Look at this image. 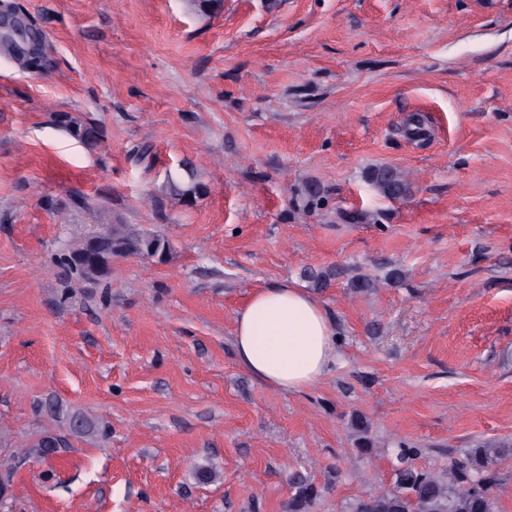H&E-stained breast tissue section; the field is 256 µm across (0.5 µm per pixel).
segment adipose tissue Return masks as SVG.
<instances>
[{
  "mask_svg": "<svg viewBox=\"0 0 512 512\" xmlns=\"http://www.w3.org/2000/svg\"><path fill=\"white\" fill-rule=\"evenodd\" d=\"M233 336L238 364L282 392L316 386L336 360L335 331L324 307L287 282L254 291L235 314Z\"/></svg>",
  "mask_w": 512,
  "mask_h": 512,
  "instance_id": "ef3b65f1",
  "label": "adipose tissue"
}]
</instances>
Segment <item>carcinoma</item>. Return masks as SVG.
<instances>
[{"label":"carcinoma","instance_id":"cac0c4a2","mask_svg":"<svg viewBox=\"0 0 512 512\" xmlns=\"http://www.w3.org/2000/svg\"><path fill=\"white\" fill-rule=\"evenodd\" d=\"M34 29L26 21L14 28L5 26L0 34V46L15 51V36L28 37ZM75 136L84 141L97 137L95 125L77 117L66 115L60 120ZM371 182L376 192L391 200H405L411 194V184L393 168H379L371 174ZM97 248L106 263L114 258L163 254L168 251V242L158 234H148L130 224H100L94 231ZM85 247V240L75 239L68 244L65 261L89 279L96 275L88 272L78 261ZM357 431L358 447L370 451L373 442L368 437L369 426L362 417L353 423ZM58 437L46 435L38 440L32 452L39 457H49L59 451ZM413 453L411 448H402L398 460L402 467L396 472L392 488L366 497H359L353 503L352 512H491V499L488 493V477L499 461L509 453L505 447L493 445L479 446L471 451L467 463L453 468L448 473L418 471L405 465ZM12 471L0 472V512H10L8 500ZM315 491L303 486L291 499L289 512H306L310 507Z\"/></svg>","mask_w":512,"mask_h":512}]
</instances>
